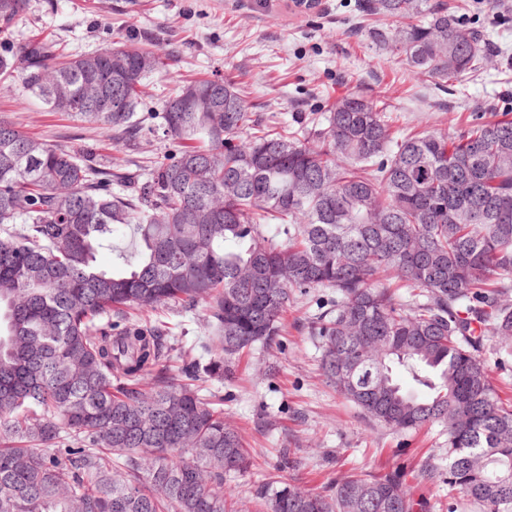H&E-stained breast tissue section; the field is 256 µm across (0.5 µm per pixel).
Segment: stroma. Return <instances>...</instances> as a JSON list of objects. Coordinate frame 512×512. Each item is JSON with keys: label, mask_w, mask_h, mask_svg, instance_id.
Returning a JSON list of instances; mask_svg holds the SVG:
<instances>
[{"label": "stroma", "mask_w": 512, "mask_h": 512, "mask_svg": "<svg viewBox=\"0 0 512 512\" xmlns=\"http://www.w3.org/2000/svg\"><path fill=\"white\" fill-rule=\"evenodd\" d=\"M443 2L463 24L483 28L489 42L483 67L452 84L377 49L368 33L385 20L368 10V0H315L308 9L293 0H30L15 37L47 36L73 55L117 41L152 42L164 64L144 79L139 110L156 127L177 84L229 76L252 111L279 113L292 130L360 90L384 103L394 136L425 129L452 135L512 115V0ZM0 120L138 178L171 146L160 135L134 148L113 144L109 131L48 110L9 80L0 82ZM329 295L316 289L296 296L276 345L241 355L223 378L210 380L224 395L225 421L239 428L264 465L260 473L225 477V497L237 512H255L254 486L288 448L301 461L302 486L312 491H327L329 480L356 470L396 472L417 512H482L442 479L421 476L425 465L442 470L448 464L440 427L393 431L323 381L319 349L303 325Z\"/></svg>", "instance_id": "obj_1"}]
</instances>
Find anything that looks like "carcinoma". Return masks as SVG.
Segmentation results:
<instances>
[{
  "instance_id": "obj_1",
  "label": "carcinoma",
  "mask_w": 512,
  "mask_h": 512,
  "mask_svg": "<svg viewBox=\"0 0 512 512\" xmlns=\"http://www.w3.org/2000/svg\"><path fill=\"white\" fill-rule=\"evenodd\" d=\"M28 8L0 0V74L116 142L153 133L138 107L161 56L17 43ZM370 8L389 22L371 42L431 78L456 81L487 56L438 0ZM161 119L174 150L140 183L0 121V512H236L224 475L259 463L201 383L275 345L291 297L311 288L336 290L307 323L326 382L390 429L440 425L448 488L512 512V402L478 358L487 338L512 346V119L396 138L379 101L354 91L298 138L229 78L178 87ZM130 225L134 256L101 268ZM391 272L406 299L376 282ZM199 308L218 349L177 368L182 339L128 317ZM282 464L288 480L255 489L264 512H415L392 472L321 494L299 486L287 450Z\"/></svg>"
}]
</instances>
